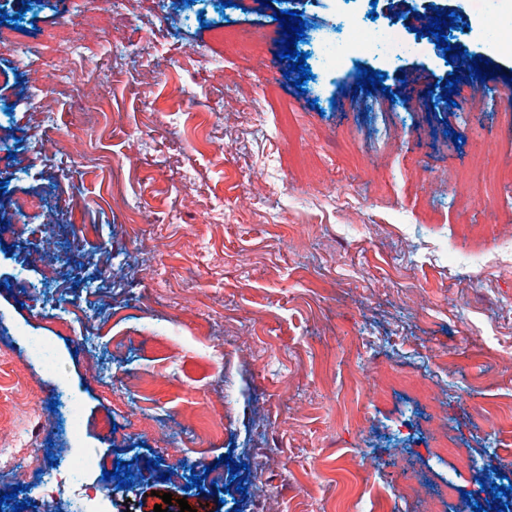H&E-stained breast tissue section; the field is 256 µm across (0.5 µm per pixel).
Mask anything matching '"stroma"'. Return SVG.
I'll return each mask as SVG.
<instances>
[{"label": "stroma", "mask_w": 512, "mask_h": 512, "mask_svg": "<svg viewBox=\"0 0 512 512\" xmlns=\"http://www.w3.org/2000/svg\"><path fill=\"white\" fill-rule=\"evenodd\" d=\"M221 2L114 0L104 35L85 0H0L17 41L0 48V351L32 382L0 399V491L26 512L80 488L106 512L164 493L167 512H512V186L488 196L472 177L512 168V51L473 0ZM284 10L306 24L300 91L270 48ZM440 10L451 46L495 61L486 93L443 99L457 67L423 30ZM58 24L81 44L61 80L69 47L42 38ZM377 24L415 52L323 70L315 37ZM361 65L384 91L357 90ZM24 195L55 224L17 210ZM64 393L76 443L49 408ZM442 433L456 453L438 455ZM77 447L98 469L41 496L37 458ZM119 461L123 489L103 477ZM28 352L43 372H54L58 368V360L54 348L41 336H28L26 339Z\"/></svg>", "instance_id": "35a3bbf8"}]
</instances>
